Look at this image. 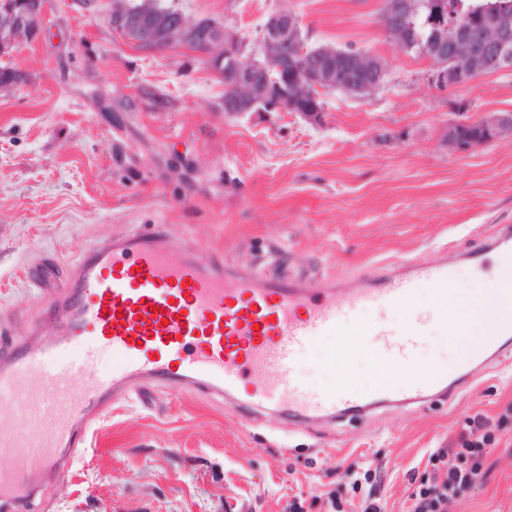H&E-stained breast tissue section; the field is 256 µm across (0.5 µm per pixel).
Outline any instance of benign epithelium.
<instances>
[{"instance_id": "benign-epithelium-1", "label": "benign epithelium", "mask_w": 512, "mask_h": 512, "mask_svg": "<svg viewBox=\"0 0 512 512\" xmlns=\"http://www.w3.org/2000/svg\"><path fill=\"white\" fill-rule=\"evenodd\" d=\"M46 0H13L0 9V52L10 50L18 41L30 37L36 30L34 19L40 17ZM418 0H388L385 17L408 19L417 13ZM134 19L127 0H112L109 23L116 33L132 25ZM432 25L436 29L435 48L421 54L438 62L429 75L430 83L439 88L463 86L493 70L512 68V9L487 6L475 14L463 16L451 11L447 0L439 2ZM160 40L150 44H185L204 40L206 57L213 70L224 63L232 64L228 75L236 87V101L227 112L244 115L248 112H275L289 107L303 119L318 123L323 106L318 104L320 93L341 90L365 96L377 91L387 72L385 60L377 55L356 52L351 71L332 63L336 49L324 47L321 53L327 62L314 63L305 56L302 28L291 12L277 9L264 25L259 53L243 60L245 43L234 33L216 23L204 27L182 14L175 17L165 12L157 14L150 23ZM297 46L298 53L285 55V43ZM476 125L482 135L465 138L462 131L468 121L448 124V145L461 149L485 146L505 133H512V113H492Z\"/></svg>"}]
</instances>
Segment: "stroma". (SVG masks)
<instances>
[{"label":"stroma","instance_id":"35a3bbf8","mask_svg":"<svg viewBox=\"0 0 512 512\" xmlns=\"http://www.w3.org/2000/svg\"><path fill=\"white\" fill-rule=\"evenodd\" d=\"M311 47L383 57L373 94L324 92V117L224 111V85L185 45L154 52L108 24L110 0H47L37 32L16 44L24 80L0 84V322L27 335L43 259L74 263L132 231L161 230L263 276L283 258L351 288L407 261L452 263L457 287L491 289L482 253L493 226L512 225V136L450 149L452 121L512 113V69L441 90L434 61L389 42L383 0H177L213 17L257 52L281 2ZM327 336L303 350L297 373L333 388L346 373L368 383L367 353L329 358ZM452 400L382 406L364 419L296 424L229 400L153 391L112 407L69 475L41 486L31 512H328L329 496L365 499L381 473L387 512H408L431 479L429 454L456 447L468 417L496 438L482 478L447 512H512V371L475 367Z\"/></svg>","mask_w":512,"mask_h":512}]
</instances>
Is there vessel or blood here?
I'll list each match as a JSON object with an SVG mask.
<instances>
[{"instance_id":"b4317fda","label":"vessel or blood","mask_w":512,"mask_h":512,"mask_svg":"<svg viewBox=\"0 0 512 512\" xmlns=\"http://www.w3.org/2000/svg\"><path fill=\"white\" fill-rule=\"evenodd\" d=\"M451 277V266L412 261L400 273L377 274L367 286L340 294L291 267L263 279L229 269L219 256L201 265L194 245L161 232L102 244L64 271L44 260L33 282L52 289V305L37 306L22 340L0 339V399L14 403L0 413V504L28 512L43 482L70 472L112 405L147 382L210 398L245 393L240 411L247 417L259 408L303 422L367 413L371 405L357 386L309 389L294 364L313 341L352 334L369 308L412 306L406 329L380 319L366 333L400 374L380 385L381 402H424L439 378L419 368V352L448 298L427 309L412 302L419 290ZM46 325L53 330L48 337L41 334ZM104 353L112 356L107 375L98 370ZM509 360L512 319L472 346L464 375L446 394L470 384L473 362L498 367Z\"/></svg>"}]
</instances>
